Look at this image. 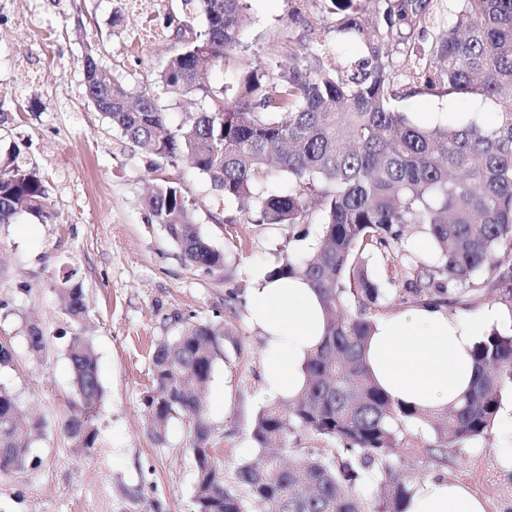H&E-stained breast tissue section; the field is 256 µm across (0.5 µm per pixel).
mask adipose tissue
<instances>
[{"instance_id": "obj_1", "label": "adipose tissue", "mask_w": 512, "mask_h": 512, "mask_svg": "<svg viewBox=\"0 0 512 512\" xmlns=\"http://www.w3.org/2000/svg\"><path fill=\"white\" fill-rule=\"evenodd\" d=\"M250 322L260 329L268 356L270 394L292 398L302 388L303 366L321 343L324 309L316 291L298 278L259 274L248 293ZM499 314L452 317L446 309L413 305L376 318L366 351L375 383L392 399L423 409L456 402L468 390L474 368L471 351ZM405 512H486L465 486L429 478L407 499Z\"/></svg>"}]
</instances>
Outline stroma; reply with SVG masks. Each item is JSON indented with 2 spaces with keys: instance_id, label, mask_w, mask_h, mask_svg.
Here are the masks:
<instances>
[{
  "instance_id": "stroma-1",
  "label": "stroma",
  "mask_w": 512,
  "mask_h": 512,
  "mask_svg": "<svg viewBox=\"0 0 512 512\" xmlns=\"http://www.w3.org/2000/svg\"><path fill=\"white\" fill-rule=\"evenodd\" d=\"M125 0H0V151L19 147L49 188L55 213L42 223L27 215L0 225V343L13 351L0 365V387L23 414L45 419L31 444L30 464L0 473V512H195V464L189 426L172 421L164 441L150 433L142 399L152 386L155 344L186 322L232 328L215 363L205 399L210 443L226 472L256 460L251 438L258 411L272 402L267 354L248 320L244 295L257 273L301 251L288 225L249 224L189 162H163L126 142L84 94L81 59L95 48L108 75L141 88L174 52L173 38L138 41L145 20ZM241 43L207 79L237 85L245 71L315 40L336 59L363 55L336 36L329 0H248ZM418 118L490 124L493 107L465 94L398 99ZM176 183L196 205L200 235L221 253L220 268L186 261L145 204L151 179ZM76 270L88 310L73 323L61 304V279ZM239 294L230 301L229 291ZM44 336L30 351V327ZM90 337L104 398L96 409L94 448L77 447L63 428L77 397L66 355L77 332ZM419 479L443 475L481 497L487 512H512V420L498 417L492 434L469 441L447 469L412 457Z\"/></svg>"
}]
</instances>
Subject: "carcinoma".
I'll list each match as a JSON object with an SVG mask.
<instances>
[{
  "mask_svg": "<svg viewBox=\"0 0 512 512\" xmlns=\"http://www.w3.org/2000/svg\"><path fill=\"white\" fill-rule=\"evenodd\" d=\"M201 28L176 30L179 48L156 76L157 93L135 90L103 75L95 49L82 56L88 101L120 135L171 164L187 160L252 224H317L311 251L287 254L270 277H301L321 298L325 336L304 365L305 383L286 404L257 414L251 436L262 458L236 466L228 483L224 464L209 448L210 428L201 391L225 331L188 323L152 354L153 393L143 397L149 428L160 441L169 424L189 423L195 461V512H404L415 488L404 474L405 455L422 452L444 468L466 442L486 436L512 390V332L496 328L472 350L475 379L462 399L434 410L401 405L372 380L365 350L382 288L367 272L373 257L399 265L388 280L400 304L468 306L499 290L512 295V0H457L453 26L426 46L416 41L438 24L435 0H330L341 15L337 31L360 40L365 53L325 64L315 42L264 68L251 69L232 92L215 88L203 69L224 63L240 43L246 0H181ZM403 58L398 69L397 58ZM470 94L501 108L485 127H424L395 109L408 94ZM190 98L205 108L167 122L160 95ZM15 148L0 165V224L25 212L43 222L48 188ZM288 177V191L258 187L272 170ZM146 206L192 264L212 269L221 255L199 235L192 203L161 180ZM437 246L427 262L395 248L410 231ZM65 272L66 313H86L83 292ZM67 356L80 409L63 428L82 448H93L92 417L104 396L89 339L70 338ZM45 428L24 419L16 397L0 387V472L27 467L29 448ZM336 440L334 448L303 453L298 433ZM302 458L285 465L287 453ZM376 480L369 510L356 489L365 474Z\"/></svg>",
  "mask_w": 512,
  "mask_h": 512,
  "instance_id": "obj_1",
  "label": "carcinoma"
}]
</instances>
